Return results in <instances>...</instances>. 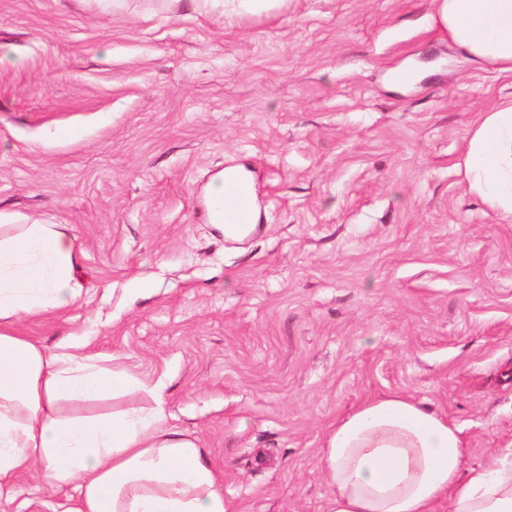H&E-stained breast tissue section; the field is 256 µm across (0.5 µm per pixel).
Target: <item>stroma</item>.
I'll return each instance as SVG.
<instances>
[{
  "instance_id": "35a3bbf8",
  "label": "stroma",
  "mask_w": 512,
  "mask_h": 512,
  "mask_svg": "<svg viewBox=\"0 0 512 512\" xmlns=\"http://www.w3.org/2000/svg\"><path fill=\"white\" fill-rule=\"evenodd\" d=\"M224 2L0 0V213L83 250L80 298L16 331L133 376L73 412L163 407L227 512H327L328 426L392 393L487 464L512 448V223L459 163L512 77L433 0ZM227 165L258 201L241 241L206 214ZM72 493L36 465L0 512Z\"/></svg>"
}]
</instances>
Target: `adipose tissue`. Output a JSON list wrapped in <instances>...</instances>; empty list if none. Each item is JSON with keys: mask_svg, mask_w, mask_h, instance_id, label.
Masks as SVG:
<instances>
[{"mask_svg": "<svg viewBox=\"0 0 512 512\" xmlns=\"http://www.w3.org/2000/svg\"><path fill=\"white\" fill-rule=\"evenodd\" d=\"M431 25L476 61L512 76V0H434ZM469 188L512 222V99L473 125L463 150ZM82 249L64 224H0V322L50 313L81 292ZM133 385L71 352L0 325V494L32 464L72 486L61 512H227L195 438L163 408L68 417L64 403ZM328 512H512V448L470 467L459 429L401 394L362 403L326 433Z\"/></svg>", "mask_w": 512, "mask_h": 512, "instance_id": "obj_1", "label": "adipose tissue"}]
</instances>
